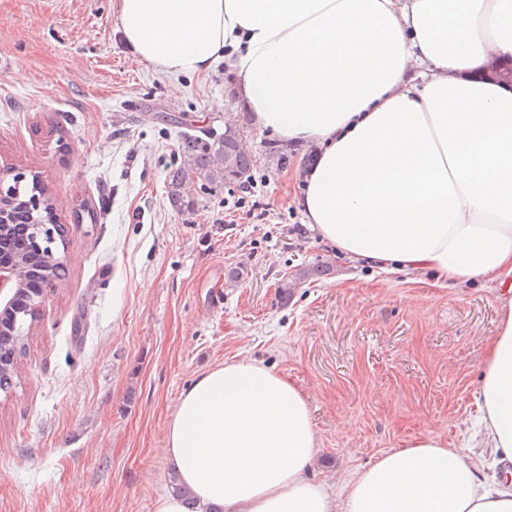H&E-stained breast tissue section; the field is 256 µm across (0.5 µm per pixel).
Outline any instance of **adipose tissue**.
<instances>
[{"instance_id":"ef3b65f1","label":"adipose tissue","mask_w":512,"mask_h":512,"mask_svg":"<svg viewBox=\"0 0 512 512\" xmlns=\"http://www.w3.org/2000/svg\"><path fill=\"white\" fill-rule=\"evenodd\" d=\"M133 53L162 72L237 76L256 127L316 145L294 198L319 236L387 275L498 293L472 436L486 475L421 434L337 489L311 475L307 398L246 359L200 373L165 459L180 493L155 512H512V0H116ZM194 508H187L186 497Z\"/></svg>"}]
</instances>
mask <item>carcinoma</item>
<instances>
[{"label": "carcinoma", "mask_w": 512, "mask_h": 512, "mask_svg": "<svg viewBox=\"0 0 512 512\" xmlns=\"http://www.w3.org/2000/svg\"><path fill=\"white\" fill-rule=\"evenodd\" d=\"M239 128L231 123L224 124V132L206 135L202 138L186 134L180 143L181 163L169 174L168 193L171 204L179 209H191L194 201L189 198L186 186L193 182L211 185L233 183L236 178L224 174V155L230 156V167L235 173L247 174L251 170V157L237 149ZM0 204L6 210L3 220L5 242L11 256L22 262L27 270V281L18 289L13 298L12 312L0 320V390L7 389L13 382L14 364L25 347V332L19 318L33 315L31 302L37 287L44 281H53L65 276L63 272L47 271L44 258L30 249V239L35 225L46 224L55 219L51 198H46L43 212L35 215L27 206L26 194L16 187L4 194Z\"/></svg>", "instance_id": "1"}]
</instances>
